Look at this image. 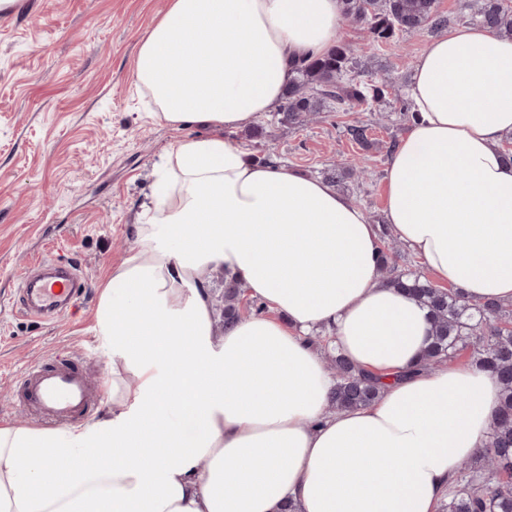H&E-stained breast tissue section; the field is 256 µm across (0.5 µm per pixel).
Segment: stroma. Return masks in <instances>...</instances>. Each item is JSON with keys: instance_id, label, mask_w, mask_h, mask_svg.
<instances>
[{"instance_id": "35a3bbf8", "label": "stroma", "mask_w": 512, "mask_h": 512, "mask_svg": "<svg viewBox=\"0 0 512 512\" xmlns=\"http://www.w3.org/2000/svg\"><path fill=\"white\" fill-rule=\"evenodd\" d=\"M168 0H20L0 12V425L42 428L23 409L15 381L56 356L80 358L89 379L111 402L112 377L95 331L97 286L135 244L133 226L148 203L156 165L181 133L149 106L132 70L141 39ZM433 33L423 30L370 45L343 23L339 38L373 81L390 80L385 101L364 109L324 112L295 128L259 117L266 137L251 129L228 133L233 144L312 178L358 159L363 173L337 191L384 221L389 145L411 122L414 63ZM353 124L367 127L368 145L350 139ZM39 256L81 265L88 292L52 320L12 312L19 275Z\"/></svg>"}]
</instances>
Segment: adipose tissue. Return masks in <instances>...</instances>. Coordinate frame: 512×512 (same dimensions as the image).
Wrapping results in <instances>:
<instances>
[{
  "label": "adipose tissue",
  "mask_w": 512,
  "mask_h": 512,
  "mask_svg": "<svg viewBox=\"0 0 512 512\" xmlns=\"http://www.w3.org/2000/svg\"><path fill=\"white\" fill-rule=\"evenodd\" d=\"M342 17L341 0H169L148 28L133 78L182 136L136 249L100 287L112 409L65 429L0 426V512H436L485 447L499 384L470 363L417 371L430 318L381 282L377 227L329 184L224 137L279 105L293 63L330 50ZM411 97L386 221L436 280L512 302V39L438 35ZM208 268L267 313L217 326ZM323 325L383 382L375 402L332 410L335 379L307 338Z\"/></svg>",
  "instance_id": "ef3b65f1"
}]
</instances>
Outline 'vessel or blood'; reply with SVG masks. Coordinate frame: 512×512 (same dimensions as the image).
<instances>
[{"label":"vessel or blood","instance_id":"vessel-or-blood-1","mask_svg":"<svg viewBox=\"0 0 512 512\" xmlns=\"http://www.w3.org/2000/svg\"><path fill=\"white\" fill-rule=\"evenodd\" d=\"M85 282L72 263L34 262L20 280L24 313L54 316L80 297ZM22 402L48 424H59L91 411L103 389L91 384L79 359H51L28 369L20 379Z\"/></svg>","mask_w":512,"mask_h":512}]
</instances>
